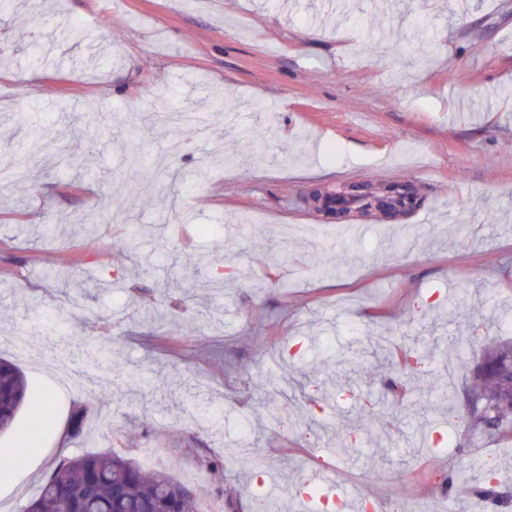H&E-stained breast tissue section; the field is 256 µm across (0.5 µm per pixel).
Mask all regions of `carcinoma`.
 I'll list each match as a JSON object with an SVG mask.
<instances>
[{
    "instance_id": "cac0c4a2",
    "label": "carcinoma",
    "mask_w": 512,
    "mask_h": 512,
    "mask_svg": "<svg viewBox=\"0 0 512 512\" xmlns=\"http://www.w3.org/2000/svg\"><path fill=\"white\" fill-rule=\"evenodd\" d=\"M512 368V339L494 342L474 375V400L468 428L487 436H512V396L502 383ZM28 398L20 369L0 358V432L9 430ZM83 395L71 415L68 440L83 438V418L97 401ZM199 485L171 477L163 470L146 472L115 451L59 460L24 512H202Z\"/></svg>"
}]
</instances>
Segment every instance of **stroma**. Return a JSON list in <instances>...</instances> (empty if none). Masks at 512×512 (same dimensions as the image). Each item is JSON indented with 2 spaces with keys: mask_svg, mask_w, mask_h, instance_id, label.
Masks as SVG:
<instances>
[{
  "mask_svg": "<svg viewBox=\"0 0 512 512\" xmlns=\"http://www.w3.org/2000/svg\"><path fill=\"white\" fill-rule=\"evenodd\" d=\"M12 0L0 12V357L31 393L0 453L39 432L24 464L0 473V512H23L60 454L114 450L207 489L205 512H253L287 485L301 512L313 449L341 420L376 408L337 455L350 505L405 487L426 512L475 507L443 478L486 480L500 463L512 512V438L468 430L472 372L486 336H512V0ZM38 26H30L31 15ZM80 23L84 37L63 26ZM96 131L67 133L76 116ZM58 131L42 149L30 128ZM169 153L141 181L132 159ZM75 189H67V182ZM396 183L416 210L320 232L310 187ZM130 219L84 248L91 209ZM236 248L235 276L183 273L178 254ZM90 293L86 322L66 291ZM388 336L434 350L409 376L353 350ZM72 345L81 386L62 384L45 337ZM89 409L86 443L61 444L82 387L113 362ZM303 380L287 424L264 422L250 378ZM453 433V447L438 435ZM394 462L369 472L366 456ZM220 458L224 468H204Z\"/></svg>",
  "mask_w": 512,
  "mask_h": 512,
  "instance_id": "35a3bbf8",
  "label": "stroma"
}]
</instances>
